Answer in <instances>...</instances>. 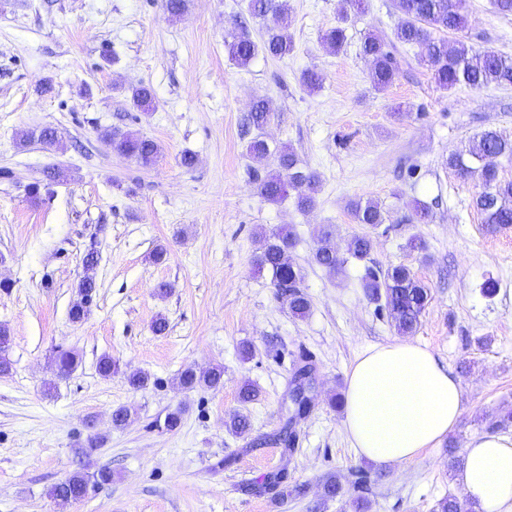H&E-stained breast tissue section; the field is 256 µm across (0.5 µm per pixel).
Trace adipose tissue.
<instances>
[{
  "mask_svg": "<svg viewBox=\"0 0 512 512\" xmlns=\"http://www.w3.org/2000/svg\"><path fill=\"white\" fill-rule=\"evenodd\" d=\"M344 408L357 455L407 464L456 428L463 388L431 350L405 338L369 347L356 358L347 373ZM457 481L477 512H512V435L469 440Z\"/></svg>",
  "mask_w": 512,
  "mask_h": 512,
  "instance_id": "adipose-tissue-1",
  "label": "adipose tissue"
}]
</instances>
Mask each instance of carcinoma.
Listing matches in <instances>:
<instances>
[{"label":"carcinoma","instance_id":"cac0c4a2","mask_svg":"<svg viewBox=\"0 0 512 512\" xmlns=\"http://www.w3.org/2000/svg\"><path fill=\"white\" fill-rule=\"evenodd\" d=\"M464 0H393L395 10L401 14L394 39L377 31H369L361 44L362 53L371 61L370 80L377 90L386 89L398 70L394 55V42L416 45L420 60L427 66L435 84L443 90L459 86L480 89L490 84H512V60L492 51H479L462 40L452 43L438 36L440 32H460L466 25ZM247 13L254 21L266 27V38L257 44L248 32L247 22L237 20L224 39L229 58L245 66L262 52L272 57H285L294 49L288 28L287 0H247ZM345 29L336 26L323 34L324 44L334 52L345 43ZM130 101L139 112H153L157 101L151 87L141 85L131 89ZM270 119V106L264 100L253 103L248 124L262 128ZM104 138L114 149L134 159L138 164L152 165L158 154L155 141L133 132H106ZM512 158V137L488 130L475 138L468 150L450 157L448 165L464 179H476L481 191L475 198V207L483 215L484 223L497 226L512 225V181L499 177L498 160ZM260 196L267 202L279 203L294 196L296 207L306 210L315 203L319 180L317 175L300 166L291 149L277 151V171L263 178H256ZM354 220L358 224L375 226L384 220L378 203L367 200L351 204ZM293 231L285 227L259 235L260 254L256 258L258 271L267 272L277 295L288 305L289 312L298 318L306 317L311 300L301 289L300 271L284 261L285 252L293 246ZM372 249L371 239L365 234L351 236L345 245L346 253L359 261L368 259ZM98 251L90 248L84 257L86 274L77 282L79 300L71 307L69 317L80 322L97 294V283L89 271L97 264ZM314 261L334 274L341 270L344 260L336 252L333 233L324 229L318 240ZM362 288L373 299L384 300L391 327L405 336L416 332L428 302V288L415 278L412 271L397 265L385 271L366 268ZM10 341L7 327L0 325V374L8 372L11 361L6 355ZM80 364L79 355L71 350H61L56 356V375L68 376ZM99 374L110 378L121 373L120 363L110 356H103L97 364ZM179 384L185 389H218L224 385V366L216 365L199 374L192 368L183 370ZM87 452H78V467L64 480L54 485L50 496L62 505L82 500L89 490L112 483V470L103 466L88 471L84 460Z\"/></svg>","mask_w":512,"mask_h":512}]
</instances>
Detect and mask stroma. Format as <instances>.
Listing matches in <instances>:
<instances>
[{"instance_id": "stroma-1", "label": "stroma", "mask_w": 512, "mask_h": 512, "mask_svg": "<svg viewBox=\"0 0 512 512\" xmlns=\"http://www.w3.org/2000/svg\"><path fill=\"white\" fill-rule=\"evenodd\" d=\"M460 40L512 59V16L494 0H465ZM246 0H186L170 15L164 0H0V325L10 330L12 368L0 375V512H434L461 496L448 474L449 448L493 429L512 406V228L484 224L479 186L448 165L486 129L512 134V85L438 88L415 45L396 44L398 71L377 91L361 41L370 30L393 35L401 16L393 0H288L295 49L285 58L230 61L224 38ZM341 25L346 42L330 52L325 30ZM322 73L308 93L302 71ZM150 85L158 108L144 115L129 86ZM266 99L262 136L272 154H247L242 125L253 101ZM50 126L53 144L22 142ZM139 132L159 146L140 167L102 138L108 129ZM294 150L319 177L316 203L265 202L256 176L277 168L275 149ZM195 164H181L184 152ZM57 168L51 193L31 199L30 184ZM378 202L382 224L355 223L351 204ZM431 211L416 220L415 200ZM291 228L288 251L311 300L293 317L269 275L257 274L259 231ZM337 247L355 234L372 240L368 261L346 258L339 275L313 261L319 234ZM421 240L424 250L410 248ZM165 245L156 263L151 253ZM96 246L98 294L83 321L69 319L83 258ZM411 269L430 300L414 333L460 380L464 413L436 448L410 464L356 456L344 427L346 374L366 348L397 334L362 286L366 266ZM498 284L486 296V281ZM168 284L158 297L159 284ZM168 328L155 334L152 323ZM252 356L243 359L242 345ZM81 363L54 377L56 347ZM316 367L318 397L295 427L294 448L273 442L301 355ZM118 359L150 381L134 391L122 376L102 378L101 356ZM224 367L217 390L181 388L186 368ZM250 383L254 400L242 402ZM129 407L126 426L112 412ZM180 410L173 431L159 427ZM251 422L232 434L233 414ZM102 443L91 467L112 482L85 499L58 505L48 492L76 467L89 434ZM279 476L280 487L257 492ZM337 476L340 494L323 495Z\"/></svg>"}]
</instances>
